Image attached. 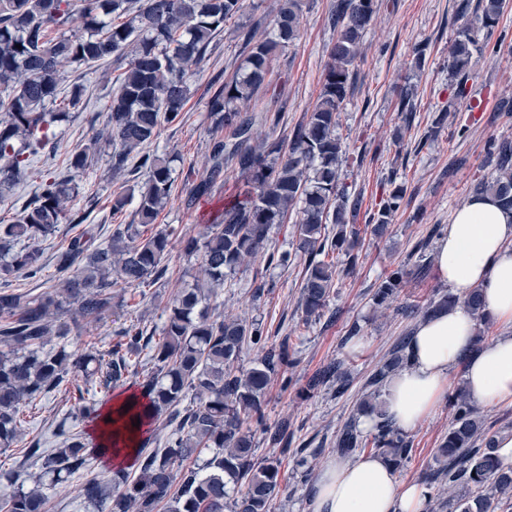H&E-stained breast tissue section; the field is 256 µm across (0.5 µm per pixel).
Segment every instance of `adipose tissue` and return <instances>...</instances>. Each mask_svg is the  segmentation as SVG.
Listing matches in <instances>:
<instances>
[{"label":"adipose tissue","mask_w":512,"mask_h":512,"mask_svg":"<svg viewBox=\"0 0 512 512\" xmlns=\"http://www.w3.org/2000/svg\"><path fill=\"white\" fill-rule=\"evenodd\" d=\"M440 283L460 293L479 286L490 319L503 335L476 344L478 318L458 303L419 320L410 335V363L391 380L387 415L403 431L429 418L464 364V382L483 406L512 404V210L492 196L472 195L436 246ZM422 484L398 483L375 454L329 460L312 489L311 512H426Z\"/></svg>","instance_id":"obj_1"}]
</instances>
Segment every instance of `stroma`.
Segmentation results:
<instances>
[{
    "instance_id": "obj_1",
    "label": "stroma",
    "mask_w": 512,
    "mask_h": 512,
    "mask_svg": "<svg viewBox=\"0 0 512 512\" xmlns=\"http://www.w3.org/2000/svg\"><path fill=\"white\" fill-rule=\"evenodd\" d=\"M338 0H303L300 34L273 59L269 76L248 103L249 112L260 115L253 128L257 141L288 138L316 103L325 75L327 50L336 40L332 17ZM460 0H376L377 7L360 43L352 91L339 113L337 134L347 146L339 166V180L359 199L354 222L360 244L356 262L336 252V285L320 319L305 321L299 305L300 285L307 256L298 248L294 224L274 226L264 253L224 281L216 312L257 322L263 329L259 343L246 344L238 364L249 368L269 347L287 345L293 367L269 383L263 404L265 430L256 431V456L275 459L287 486L273 512H308L311 479L302 475L300 460L312 471L336 453L337 431L356 418V404L366 378L390 355L398 340L410 333L436 294L446 293L435 274L433 259L439 231L449 224L456 209L474 193L476 183L491 165L489 144L512 140V9L492 31H476L480 46L475 52L467 98L453 100L455 79L449 67L450 48L462 21L457 16ZM274 0H245L240 15L227 22L211 42L205 57L193 67L187 84L188 100L179 123L163 126L146 153L174 151L175 182L172 195L152 231L171 234L166 270L135 287L115 286L122 305L106 319H84L75 331L82 342L106 348L130 323L138 322L148 335L160 336L166 320V304L190 282L196 258L185 256L181 240L201 235L215 217L225 197L239 184V169L226 161L224 178L210 196L195 205L186 200L194 184L211 165V147L217 132L207 102L213 91L234 78L247 54L246 35L269 36ZM424 50L423 69L413 66L417 50ZM127 58L113 56L91 69L64 62L59 66L60 92L82 85V105L55 128L54 147L35 157L20 182L0 203V221L12 223L43 191L50 177L66 175L71 152L105 127L106 107L117 89L116 79ZM412 90L416 110L405 121L398 110L405 90ZM453 107L454 117L440 129L432 121L438 112ZM112 149L101 144L94 166L78 182L72 211L84 214L94 230V242H110L119 224L135 223L144 170L113 175ZM404 188L399 208L383 234L373 233L368 222L392 185ZM124 193L128 202L120 214L112 212V197ZM61 223L55 234L36 240L45 266L40 278L0 280V289L41 293L56 283L57 250L79 231ZM290 253L282 268L267 264L269 254ZM408 269L395 298L375 305L372 295L393 269ZM342 363L350 375L344 393L321 385L309 389L310 379L329 363ZM75 387L67 385L26 410L21 439L0 452V494L11 492L7 473H36L40 466L26 456L31 441L43 450L58 447L54 435L58 423L76 409ZM451 418L447 404H440L419 428L408 432L412 452L397 481L425 482L435 468L434 455L448 433ZM281 428L285 440L272 443L268 429ZM109 474L100 458H92L86 470L71 476L48 492L47 512H89L82 487L92 477Z\"/></svg>"
}]
</instances>
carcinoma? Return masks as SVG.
Segmentation results:
<instances>
[{
    "label": "carcinoma",
    "instance_id": "obj_1",
    "mask_svg": "<svg viewBox=\"0 0 512 512\" xmlns=\"http://www.w3.org/2000/svg\"><path fill=\"white\" fill-rule=\"evenodd\" d=\"M512 0H478L473 16L466 18L452 49L455 96L466 94L477 41L474 29L490 31ZM243 0H0V198L19 181L29 162L53 139L52 127L69 112L54 107L58 98L62 61L91 67L112 55L128 58V66L107 110L106 141L114 146L112 173L127 169L134 158L147 168L139 193L138 223L120 224L104 247L90 248L89 231L73 237L57 256L62 275L56 287L31 298L24 293L0 290V451L21 436L20 412L58 389L67 377L95 381L100 392L136 373L138 357L150 351L155 369L134 383L141 390L142 405L128 411L125 420L153 421L168 414L175 425L164 447L146 451L141 445L134 457L137 476L119 467L104 479L92 478L83 496L95 512H272L285 486L278 462L255 459L251 422L263 418L267 386L276 372L291 364L288 348H270L244 369L237 365L248 342L259 341L263 330L240 319L211 316L225 278L246 258L264 249L272 226L282 224L297 210L299 249L308 255L301 286L305 319L322 315L335 285L336 267L324 257L344 250L350 263L357 255L358 231L350 224L359 199L339 182L338 167L344 153L336 134L337 115L351 91L352 67L359 58L362 33L375 0H340L334 22L336 43L329 51L319 99L307 120L279 143L251 144L253 118L239 103L261 88L276 53L289 46L302 26L300 0H277L272 36L246 38L248 53L239 73L209 99L216 128L235 140L232 148L222 139L214 142L208 176L194 186L188 203L209 193L221 177L224 160L231 158L246 180L224 204L220 220L200 237L184 241V254L201 255V275L181 289L167 306L162 341L151 345L137 324L128 325L115 344L105 351L68 348L71 327L69 306L83 317L102 319L112 307V287L139 285L159 272L169 255L170 234H146L167 203L174 183L173 159L140 154L164 124L180 121L187 100L186 68L202 60L215 34L237 17ZM80 18L84 33L66 34L64 28ZM100 136L91 137L68 158L67 178H52L41 195L16 222L0 224V278L35 279L43 271L40 250L24 244L46 237L69 219L75 196V178L90 169L99 150ZM492 170L475 186L478 193L494 195L512 208V141L491 145ZM403 187L395 186L370 221L379 230L398 208ZM336 227L335 233L328 225ZM405 271L392 270L374 294L376 304L395 297ZM483 317L480 289L465 295L446 293L430 303L426 313L458 302ZM60 340L46 349L50 337ZM408 343L403 341L371 374L357 412L367 411L378 422L368 438L347 422L336 438V453L352 457L371 449L393 471L407 463L410 441L386 417L382 386L409 363ZM347 385L349 375L331 363L309 381L315 389L330 381ZM193 405H178L186 397ZM79 411L96 422L103 401L80 396ZM452 418L435 461L437 469L428 484H437L435 504L429 512H498L512 506V464L496 455V438L487 435L479 408L464 388L448 397ZM56 436L61 447L44 454L37 447L29 453L41 460L36 477L12 481L19 486L0 496V512H44L48 482L59 483L87 467L91 450L82 433L60 424ZM243 479L246 486L227 502L229 481Z\"/></svg>",
    "mask_w": 512,
    "mask_h": 512
}]
</instances>
